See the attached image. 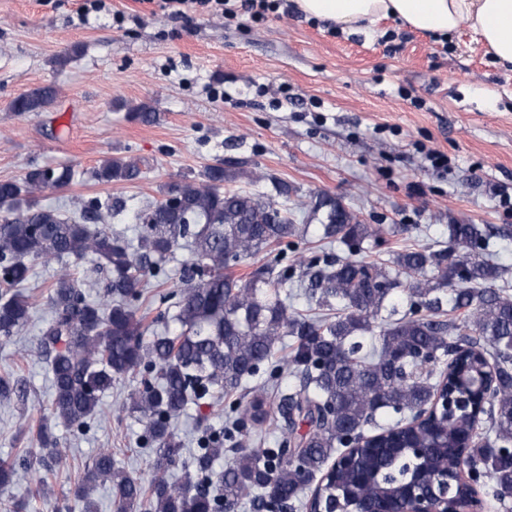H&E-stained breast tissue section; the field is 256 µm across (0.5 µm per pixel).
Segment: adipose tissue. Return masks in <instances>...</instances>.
<instances>
[{
    "mask_svg": "<svg viewBox=\"0 0 512 512\" xmlns=\"http://www.w3.org/2000/svg\"><path fill=\"white\" fill-rule=\"evenodd\" d=\"M297 11L340 32L393 19L444 38L468 25L500 64L512 65V0H293Z\"/></svg>",
    "mask_w": 512,
    "mask_h": 512,
    "instance_id": "obj_1",
    "label": "adipose tissue"
}]
</instances>
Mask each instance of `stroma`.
Returning <instances> with one entry per match:
<instances>
[{
    "mask_svg": "<svg viewBox=\"0 0 512 512\" xmlns=\"http://www.w3.org/2000/svg\"><path fill=\"white\" fill-rule=\"evenodd\" d=\"M81 2L0 0V181L68 165L72 182L42 205L77 215L91 200L119 196L136 211L160 201L167 183L240 157L264 178L241 177L233 189L270 193L285 182L290 207L326 193L362 223L383 225L382 241L364 252L369 261L447 247L454 223L494 227L490 249L512 281V210L492 192H512V66L495 65L468 26L444 45L394 20L341 33L293 11L259 21L198 11L174 18L148 0H103L85 20ZM47 85L58 91L52 103L14 112L16 98ZM224 91L231 101L218 100ZM143 105L158 112L157 122L133 119ZM429 150L447 155V171L432 173ZM112 157L140 162L141 177L92 178ZM190 256L178 249L165 264V285H148L137 303L152 332H162L155 318L171 310ZM56 273L35 265L25 288L35 312L0 344V376L21 381L20 393L0 400V459L17 468L0 503L24 500L28 512H81L74 488L102 448L141 480L153 476L144 425L126 410L135 378L103 395L105 415L90 428L54 425L63 461L45 457L36 441L51 399L41 332ZM233 418L227 402L206 397L176 420L184 461L204 428Z\"/></svg>",
    "mask_w": 512,
    "mask_h": 512,
    "instance_id": "obj_1",
    "label": "stroma"
}]
</instances>
